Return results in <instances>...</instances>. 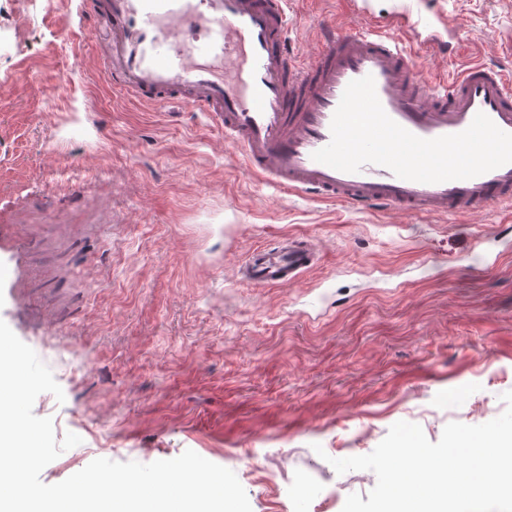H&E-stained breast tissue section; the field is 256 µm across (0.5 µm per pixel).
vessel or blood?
<instances>
[{
	"label": "vessel or blood",
	"instance_id": "obj_1",
	"mask_svg": "<svg viewBox=\"0 0 512 512\" xmlns=\"http://www.w3.org/2000/svg\"><path fill=\"white\" fill-rule=\"evenodd\" d=\"M289 0H80L108 42L102 59L114 92L146 105L206 113L246 168L276 189L350 206H391L445 214L512 204V163L464 180L421 183L367 164L346 173L314 160L331 140V121L349 82L373 76L387 115L433 139L466 130L485 113L512 133V73L482 64L423 83L415 52L393 24L366 31L319 26L310 59L290 47ZM314 265L306 237L248 253L244 276L269 286L298 280Z\"/></svg>",
	"mask_w": 512,
	"mask_h": 512
}]
</instances>
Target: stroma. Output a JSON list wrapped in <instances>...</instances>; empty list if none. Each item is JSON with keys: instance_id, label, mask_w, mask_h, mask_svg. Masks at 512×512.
I'll list each match as a JSON object with an SVG mask.
<instances>
[{"instance_id": "stroma-1", "label": "stroma", "mask_w": 512, "mask_h": 512, "mask_svg": "<svg viewBox=\"0 0 512 512\" xmlns=\"http://www.w3.org/2000/svg\"><path fill=\"white\" fill-rule=\"evenodd\" d=\"M78 0H0V225L29 278L0 280V320L51 369L34 413L80 445L55 484L102 457L148 464L193 450L235 472L252 512H342L331 459L366 455L396 422L438 441L480 425L512 391V205L447 215L276 190L187 107L116 97ZM447 21L462 62L512 70V0H418ZM293 35L364 27L351 0H306ZM317 265L257 287L239 266L288 236ZM498 255L484 267L485 254ZM267 449L251 470L239 459ZM328 497H295L277 466Z\"/></svg>"}]
</instances>
